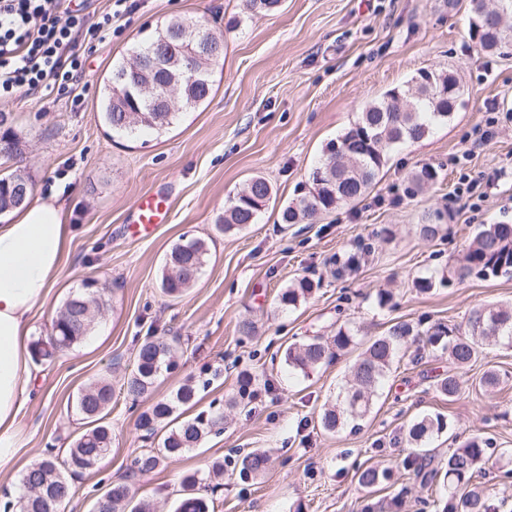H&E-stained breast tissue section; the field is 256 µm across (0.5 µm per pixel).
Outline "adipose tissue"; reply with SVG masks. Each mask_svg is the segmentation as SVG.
Here are the masks:
<instances>
[{"mask_svg":"<svg viewBox=\"0 0 512 512\" xmlns=\"http://www.w3.org/2000/svg\"><path fill=\"white\" fill-rule=\"evenodd\" d=\"M72 240L58 196L30 195L0 224V469L11 464L22 412L32 395L28 345Z\"/></svg>","mask_w":512,"mask_h":512,"instance_id":"1","label":"adipose tissue"}]
</instances>
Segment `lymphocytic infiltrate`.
Returning <instances> with one entry per match:
<instances>
[{
  "mask_svg": "<svg viewBox=\"0 0 512 512\" xmlns=\"http://www.w3.org/2000/svg\"><path fill=\"white\" fill-rule=\"evenodd\" d=\"M114 10L87 16L70 0H0V97L18 91L69 93L83 59L112 36Z\"/></svg>",
  "mask_w": 512,
  "mask_h": 512,
  "instance_id": "obj_1",
  "label": "lymphocytic infiltrate"
}]
</instances>
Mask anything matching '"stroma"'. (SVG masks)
<instances>
[{
    "label": "stroma",
    "instance_id": "obj_1",
    "mask_svg": "<svg viewBox=\"0 0 512 512\" xmlns=\"http://www.w3.org/2000/svg\"><path fill=\"white\" fill-rule=\"evenodd\" d=\"M239 10L240 0H137L118 19V33L85 62L75 89L79 103L47 91L0 98V124L26 143L21 165L34 192H61L73 226L58 280L34 313L33 338H47L56 309L86 281L105 284L108 299L88 336L53 362L34 365L36 397L24 411L14 460L0 471V504L15 499L30 463L64 452L84 431L72 408L79 390L107 375L120 378L144 337L154 335L177 337L176 368L139 402L116 395L107 417L112 452L73 480L61 512H91L119 483L157 512H173L182 475L216 459L224 462V484L207 493L214 512H436L433 494L403 464L411 453L403 431L424 414L446 423L428 443L439 459L470 433L492 439L480 483L496 512H512V347L487 346L450 400L436 388L449 369L447 352L406 342L355 432L347 426L325 432L318 417L336 399L359 345L307 378L280 363L289 344L334 335L344 325L359 327L363 341L398 322L462 326L474 308L512 304V273L439 283L426 292L414 286L417 278L446 272L480 225L512 224V55L477 51L464 5L443 0H281L275 12L225 31ZM173 17L225 32L210 98L165 134L112 136L99 116L104 80L144 33ZM443 68L465 89L448 122L394 148L357 204L314 224L281 223V205L303 192L325 144L366 104L419 70ZM491 116L493 137L473 148ZM425 165L437 170V180L405 197L407 178ZM256 175L269 181L275 203L243 233L215 234L228 197ZM488 176L495 182L486 197H458L460 182ZM147 192L168 199L169 218L137 238L128 225ZM436 210L448 222L436 238L423 239L417 226ZM185 234L209 238L210 257L193 287L172 299L160 289L163 259ZM302 277L314 282L312 293L294 308H277L279 290ZM381 292L392 294L391 303L379 305ZM244 319L255 323L256 335H240ZM217 366L223 374L200 393L196 409L223 410V432L176 462L129 474L132 457L150 445L138 415L188 377ZM488 370L500 376L490 391L475 383ZM244 371L259 379L244 406L227 408ZM241 448L269 454L264 476L239 479L233 457ZM370 465L390 476L368 493L356 472Z\"/></svg>",
    "mask_w": 512,
    "mask_h": 512
}]
</instances>
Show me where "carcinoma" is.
Segmentation results:
<instances>
[{"mask_svg": "<svg viewBox=\"0 0 512 512\" xmlns=\"http://www.w3.org/2000/svg\"><path fill=\"white\" fill-rule=\"evenodd\" d=\"M242 15L229 19L226 28L241 26L246 18L276 9L280 0H242ZM469 37L485 52L500 55L512 50V0H467ZM190 31L212 40L216 48L205 58L198 81L191 90L180 95L176 107L169 109L152 98L136 92L130 97L116 95L113 78L124 71L127 62L112 67L100 99V114L105 125L120 137H134L142 131L162 133L172 127L186 112L203 105L213 91L212 74L218 58L224 54V35L206 23L193 18H179L160 25L132 49L131 58H145L154 46L175 33ZM463 97V87L449 70L423 69L405 85L384 93L380 100L366 105L358 120L342 135L329 141L322 158L310 174V182L301 196L285 205L280 212L283 224H312L321 215L341 205L359 200L374 184L385 166L391 150L400 144L423 139L433 125L448 121ZM24 141L7 129L0 134V158L15 167L0 175V214L21 205L25 197L15 193L13 185L27 186L32 192L29 174L16 165L21 158ZM437 172L424 167L411 177L406 193L414 196L422 185L433 181ZM273 199V188L262 176H255L228 199L224 213L217 218L218 234H237L257 223L266 203ZM440 214H428L420 224V234L435 237L440 230ZM209 256L208 242L200 237H182L167 253L160 288L163 294L178 298L197 280ZM512 271V224H487L475 234L459 264L448 269V279L460 283L472 275H496ZM313 283L305 278L281 289L276 296L279 308L297 306L312 292ZM104 288L97 282L86 283L84 289L69 296L57 311L48 339L32 345L37 363L52 361L59 353L72 348L93 327L94 318L104 308ZM359 329L341 326L331 342L313 336L293 343L284 352L285 366L310 377L324 365L332 363L339 352L355 344ZM426 336V344L448 352L450 363L463 368L474 363L484 347L492 344L512 346V306L488 305L472 310L465 327L441 326L419 329L408 323H396L388 331L365 343L350 368L349 386L337 396V402L324 408L319 426L334 432L352 422L359 425L371 410L373 398L397 361L399 350L409 336ZM176 367V349L165 336H147L138 347L133 368L123 378L120 390L126 398L137 402L154 387L156 380ZM219 367L204 375L188 378L173 393L154 401L139 415V426L148 436H159L157 446L137 454L131 461V472L146 473L172 463L185 452L198 447L208 436L223 430L224 414L216 410L187 416L175 428L161 435L159 430L174 421V414L184 406L198 402L201 391L220 378ZM438 391L453 399L459 393V381L453 371L437 382ZM112 381L102 379L89 383L75 399L76 412L87 420L89 428L78 436L62 458L49 456L35 461L26 469L19 497L24 512H59L70 498V479L95 469L112 448V427L106 416L112 410ZM441 417L424 415L406 427V440L414 448L407 466L423 487L430 486L439 473L446 479V499H438L441 512H495L484 490L474 484L476 474L486 460L488 441L480 436L467 438L448 452L446 465L434 463L426 442L442 432ZM270 457L257 450L245 453L236 463L240 479H254L270 467ZM224 477V461L215 460L205 473L182 476L175 512H210L208 499L200 495L205 485L218 488ZM384 474L369 466L358 475V484L372 489ZM98 512H153L150 503L133 502L129 486L118 484L94 502Z\"/></svg>", "mask_w": 512, "mask_h": 512, "instance_id": "1", "label": "carcinoma"}]
</instances>
